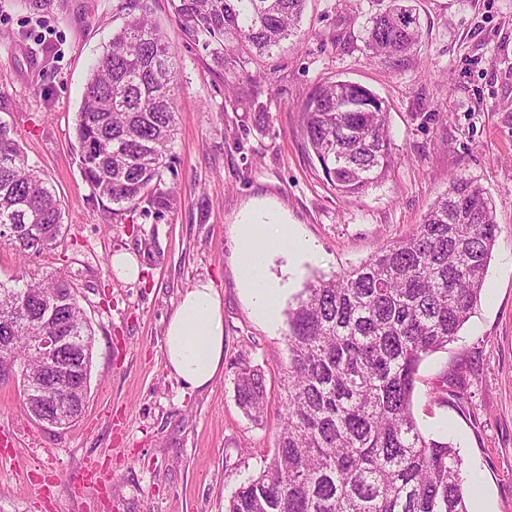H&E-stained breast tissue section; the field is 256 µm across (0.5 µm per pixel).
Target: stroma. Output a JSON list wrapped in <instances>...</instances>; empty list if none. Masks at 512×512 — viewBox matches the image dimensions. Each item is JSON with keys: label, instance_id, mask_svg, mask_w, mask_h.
<instances>
[{"label": "stroma", "instance_id": "35a3bbf8", "mask_svg": "<svg viewBox=\"0 0 512 512\" xmlns=\"http://www.w3.org/2000/svg\"><path fill=\"white\" fill-rule=\"evenodd\" d=\"M119 0H64L36 15L0 0V120L55 188L64 229L24 261L0 249V279L19 267L59 270L95 331L82 417L66 428L26 416L0 385V512H224L263 470L283 412L286 324L258 320L238 283L239 226L256 216L294 225L316 247L269 275L298 294L414 231L455 175L490 193L501 228L481 298L447 349L427 357L412 411L429 437L453 442L464 476L478 474L470 512H512V0H413L421 41L382 64L363 41L377 0H308L301 36L245 72L217 70L181 36L170 0H148L180 59L177 134L167 183L172 209L114 212L85 183L73 150L90 64L121 24ZM362 85L385 103L393 165L358 196L337 193L304 144L301 112L323 82ZM137 254L140 276L118 278L112 254ZM199 281L218 288L225 367L189 389L166 366L167 323ZM245 355L266 379L261 423L238 407L231 361ZM462 397L444 402L445 376ZM103 468L105 490L80 474Z\"/></svg>", "mask_w": 512, "mask_h": 512}]
</instances>
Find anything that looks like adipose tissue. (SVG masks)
<instances>
[{"mask_svg":"<svg viewBox=\"0 0 512 512\" xmlns=\"http://www.w3.org/2000/svg\"><path fill=\"white\" fill-rule=\"evenodd\" d=\"M240 237L239 284L254 314L275 324L288 285L267 276L270 256L278 252L299 258L314 254L315 247L288 224L248 220L240 226ZM164 355L167 368L187 387L199 389L213 381L224 357V315L220 293L211 282H197L182 294L167 324Z\"/></svg>","mask_w":512,"mask_h":512,"instance_id":"obj_1","label":"adipose tissue"}]
</instances>
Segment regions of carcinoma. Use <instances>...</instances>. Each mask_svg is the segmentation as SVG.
I'll list each match as a JSON object with an SVG mask.
<instances>
[{
    "label": "carcinoma",
    "mask_w": 512,
    "mask_h": 512,
    "mask_svg": "<svg viewBox=\"0 0 512 512\" xmlns=\"http://www.w3.org/2000/svg\"><path fill=\"white\" fill-rule=\"evenodd\" d=\"M51 14L63 0H23ZM307 0H172L178 29L215 68L244 69L299 36ZM123 23L95 60L77 113L79 165L93 193L119 210L171 208L178 104L176 51L146 12L121 0ZM422 26L408 0H390L365 27L375 58H403ZM304 142L344 195L378 184L390 166L387 110L372 91L326 81L302 112ZM64 226L60 198L0 122V246L26 260L50 250ZM500 227L492 199L455 175L408 237L328 279L306 283L287 311L283 423L265 468L243 482L224 512H468L462 459L449 442L423 435L412 412L422 361L447 348L469 320ZM24 300V325L0 319V343L42 368L32 336L46 320L83 336L91 374L94 334L72 282L61 272L14 285L0 281V308ZM235 396L254 422L267 408L264 373L243 357Z\"/></svg>",
    "instance_id": "cac0c4a2"
}]
</instances>
